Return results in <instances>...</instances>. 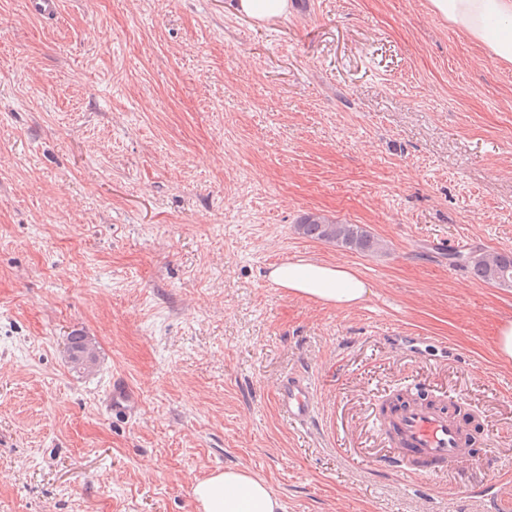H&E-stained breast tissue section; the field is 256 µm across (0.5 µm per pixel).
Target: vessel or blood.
I'll return each instance as SVG.
<instances>
[{"mask_svg":"<svg viewBox=\"0 0 512 512\" xmlns=\"http://www.w3.org/2000/svg\"><path fill=\"white\" fill-rule=\"evenodd\" d=\"M275 401L280 412L295 424H311L318 415L319 404L302 378L292 377L278 390ZM138 397L122 380L112 383L107 407L113 414H134ZM388 428L401 448L403 460L415 471L435 474L448 467L469 462L474 451L466 441V429L449 409L411 403L396 411Z\"/></svg>","mask_w":512,"mask_h":512,"instance_id":"b4317fda","label":"vessel or blood"}]
</instances>
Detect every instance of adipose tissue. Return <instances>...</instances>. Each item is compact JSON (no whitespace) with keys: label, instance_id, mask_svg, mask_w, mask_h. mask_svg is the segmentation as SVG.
<instances>
[{"label":"adipose tissue","instance_id":"1","mask_svg":"<svg viewBox=\"0 0 512 512\" xmlns=\"http://www.w3.org/2000/svg\"><path fill=\"white\" fill-rule=\"evenodd\" d=\"M431 8L457 29L512 64V0H430ZM269 279L321 304L351 308L368 292L366 282L341 264L290 261L274 266ZM201 512H282L268 484L247 470L227 468L198 482L192 491Z\"/></svg>","mask_w":512,"mask_h":512}]
</instances>
